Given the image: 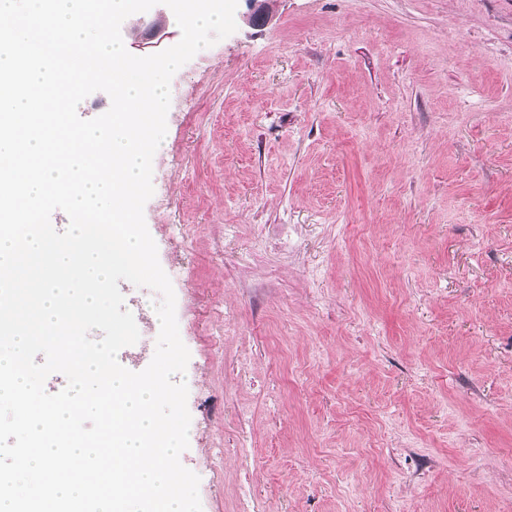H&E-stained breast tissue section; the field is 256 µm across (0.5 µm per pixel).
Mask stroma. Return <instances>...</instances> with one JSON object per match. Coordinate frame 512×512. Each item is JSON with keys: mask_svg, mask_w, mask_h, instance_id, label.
Segmentation results:
<instances>
[{"mask_svg": "<svg viewBox=\"0 0 512 512\" xmlns=\"http://www.w3.org/2000/svg\"><path fill=\"white\" fill-rule=\"evenodd\" d=\"M144 207L202 512H512V0H238ZM141 336L158 292L120 282Z\"/></svg>", "mask_w": 512, "mask_h": 512, "instance_id": "35a3bbf8", "label": "stroma"}]
</instances>
